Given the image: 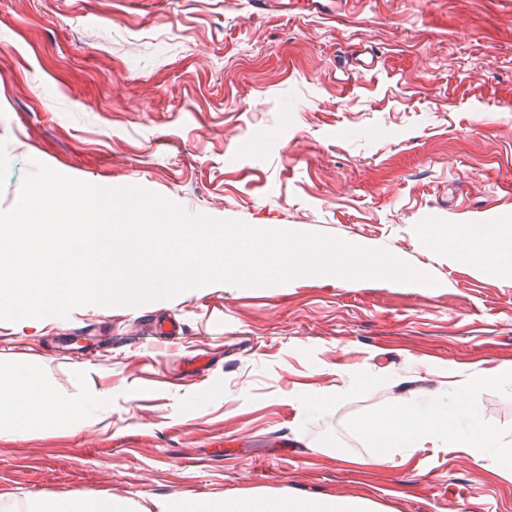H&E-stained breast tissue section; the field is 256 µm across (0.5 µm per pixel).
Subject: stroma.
<instances>
[{
	"label": "stroma",
	"mask_w": 512,
	"mask_h": 512,
	"mask_svg": "<svg viewBox=\"0 0 512 512\" xmlns=\"http://www.w3.org/2000/svg\"><path fill=\"white\" fill-rule=\"evenodd\" d=\"M218 219L385 247L434 276L210 284L41 329L0 321L88 426L0 434V512L92 491L219 503L366 496L391 512H512L495 449L355 467L358 421L474 400L512 445V272L461 262L457 224L512 225V0H0V210L35 162ZM110 391L104 402L94 395Z\"/></svg>",
	"instance_id": "obj_1"
}]
</instances>
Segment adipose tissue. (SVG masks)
<instances>
[{
  "instance_id": "1",
  "label": "adipose tissue",
  "mask_w": 512,
  "mask_h": 512,
  "mask_svg": "<svg viewBox=\"0 0 512 512\" xmlns=\"http://www.w3.org/2000/svg\"><path fill=\"white\" fill-rule=\"evenodd\" d=\"M502 233L498 224H465L448 236L449 245L458 249L460 259L470 263L495 264L512 268V252H490V245ZM488 383L485 376H475L457 394L454 410L436 399L413 404L399 399L388 410L360 421L359 429L373 453L370 464L390 462L396 448H420L426 444L445 443L470 449L479 455L482 449L499 448L503 466L512 468V448L500 447L496 433L473 411V398ZM470 420L468 433L456 427L457 417ZM66 426L78 433L88 425L87 409L81 401H60L40 381L36 366L26 365L0 373V431L17 436L33 428ZM132 501L92 492L65 491L53 498L28 499L24 512H131ZM153 512H385L384 508L363 497H305L286 491L270 498L262 494L230 498L213 507L206 503L173 508L165 500L154 503Z\"/></svg>"
}]
</instances>
